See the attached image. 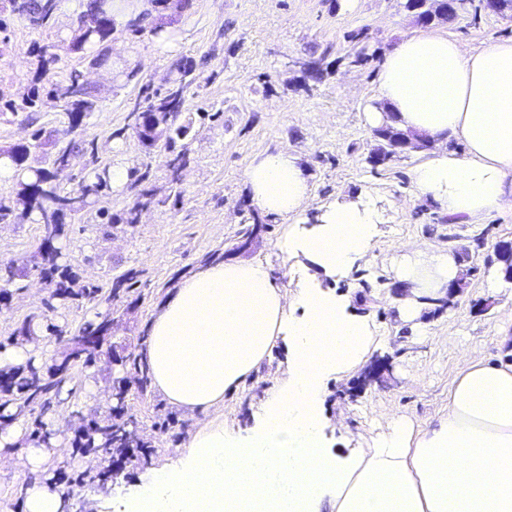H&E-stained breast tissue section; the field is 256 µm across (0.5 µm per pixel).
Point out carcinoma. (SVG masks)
Listing matches in <instances>:
<instances>
[{
	"label": "carcinoma",
	"mask_w": 512,
	"mask_h": 512,
	"mask_svg": "<svg viewBox=\"0 0 512 512\" xmlns=\"http://www.w3.org/2000/svg\"><path fill=\"white\" fill-rule=\"evenodd\" d=\"M14 9L26 14L32 25L41 27L48 23L54 5L50 0H13ZM89 13L100 15L104 19L101 27L94 30H81L79 42L86 44L101 43L109 36L112 29V0H90ZM193 82L192 68L177 67V77L162 96L147 97L146 111L153 113L154 123L167 122V114L181 111L185 89ZM68 96L66 102L70 125L78 126L81 120L95 110V103L87 89L74 76L66 84ZM81 144L70 141L61 146L50 160L47 167H32L27 164L30 147L14 149L5 156L24 174L20 181V190L14 200L0 198V214L13 210L20 203L28 212L37 215L42 226V239L34 257V268L49 277L61 272V281L57 283L50 296L48 307H54L55 300H85L92 302L102 295V288L93 284H81L68 269L60 268L61 244L68 236V225L62 222V216L69 212L80 214L98 202L99 197L111 189V175L107 167L93 168V176L84 179L78 188L69 193L59 190L56 183L57 173L67 169V157L80 149ZM108 333V320L88 321L79 328V338L84 349L72 354L71 366L92 363L97 349ZM64 358H59L52 365L41 368L33 364L14 372H0V392L7 396L19 393L26 406L39 405L46 397L57 390L66 376ZM128 389H119L113 399L112 413L103 422L93 421L85 430L74 438V447L84 453L103 452L105 454L121 453L128 448H142L144 443L136 433L133 421L126 420Z\"/></svg>",
	"instance_id": "carcinoma-1"
}]
</instances>
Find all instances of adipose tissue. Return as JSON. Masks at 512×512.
Masks as SVG:
<instances>
[{"instance_id":"ef3b65f1","label":"adipose tissue","mask_w":512,"mask_h":512,"mask_svg":"<svg viewBox=\"0 0 512 512\" xmlns=\"http://www.w3.org/2000/svg\"><path fill=\"white\" fill-rule=\"evenodd\" d=\"M377 98L400 129L436 143L412 170L419 194L463 221L512 210V40L469 53L447 34L408 35L381 63ZM466 145L465 155L449 149ZM252 201L288 219L308 205L299 156L277 150L245 171ZM375 213L350 200L322 213L310 232L281 244L327 273L366 258ZM460 272L453 252L414 250L398 279L410 286L399 304L413 321L422 298L443 295ZM348 297L311 288L289 294L259 261L208 265L181 281L156 314L145 362L155 389L189 412L220 409L287 335L291 357L253 428L219 420L193 436L184 462L145 473L130 512H512V353L466 358L448 407L426 427L395 417L365 448H326L319 396L323 383L363 363L369 324L346 312ZM302 308L289 319L290 308Z\"/></svg>"}]
</instances>
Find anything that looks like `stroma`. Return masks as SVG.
<instances>
[{
	"instance_id": "stroma-1",
	"label": "stroma",
	"mask_w": 512,
	"mask_h": 512,
	"mask_svg": "<svg viewBox=\"0 0 512 512\" xmlns=\"http://www.w3.org/2000/svg\"><path fill=\"white\" fill-rule=\"evenodd\" d=\"M70 14L54 13L50 23L32 28L28 19L0 0V152L31 145L29 163L44 166L59 144L76 139L93 144L100 165L149 170V188L158 202L139 223H120L139 188L134 182L112 188L87 211L65 214L70 231L61 266L81 283L111 290L127 273L131 289L115 300L59 301L47 307L53 289L34 270L41 241L34 216L23 214L0 224V265L24 269L12 282L0 280V344L13 343L14 330L31 316L58 325L59 336L34 337L40 365L53 363L78 327L109 316L112 330L87 367H75L58 395L30 409L13 397L28 427L25 441L47 436L57 451L44 472H26L17 456L0 458V512H22L27 486L40 480L60 492L65 512H124L130 490L147 470L176 461L208 420L171 406L155 388L138 389V373L121 356L144 357L154 316L179 282L211 261L255 260L268 264L289 291L301 285L336 295H353L350 315L365 319L375 336L367 360L354 371L330 379L321 396L325 445L339 454L366 445L387 418L403 415L423 427L448 406V391L468 355L499 353V326L512 318V280L497 260V245L512 240V211L453 223L417 194L411 169L424 152L394 154L384 165L370 162L378 140L366 124V108L376 106L380 65L406 35L423 31L406 0H181L182 9L160 5L141 27H124L104 43L87 47L76 37L87 18L89 0H74ZM465 49L512 39V12L464 14L450 23L434 22ZM368 32L367 62L355 60L352 32ZM102 64H95V57ZM320 70L312 78L308 64ZM194 69L184 93L179 122L186 137L171 149L145 147L129 127V114L144 106L143 90L162 94L177 65ZM84 83L96 107L79 127H71L66 106L53 84L70 76ZM38 89L34 111L6 110ZM40 147H33V140ZM283 149L301 156L312 198L305 213L280 220L269 217L249 249H239V232L254 204L244 173L257 155ZM189 157L179 184H171L164 165L167 151ZM355 200L379 215L371 254L336 275L316 267L289 264L279 248L293 227H308L323 206ZM425 243L436 250L468 253L462 288L450 304H426L420 317L399 318L403 290L393 267L408 248ZM497 287H489V279ZM116 288V287H115ZM290 349L279 337L271 355L237 390L224 395V423L254 425L267 392L285 375ZM379 370V378L368 373ZM128 381V412L145 449L123 458L82 453L73 447L77 430L103 419L112 407L113 382ZM40 431H33L34 422Z\"/></svg>"
}]
</instances>
